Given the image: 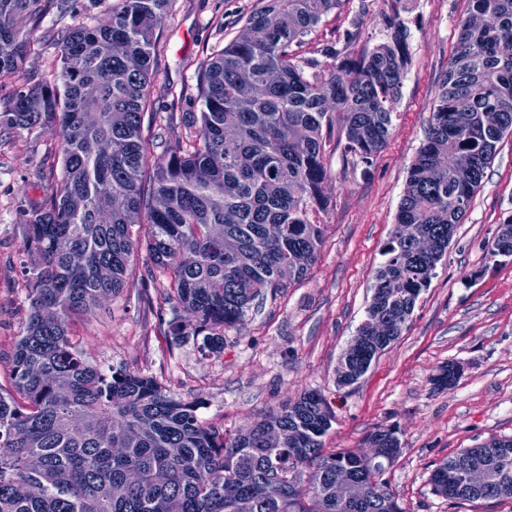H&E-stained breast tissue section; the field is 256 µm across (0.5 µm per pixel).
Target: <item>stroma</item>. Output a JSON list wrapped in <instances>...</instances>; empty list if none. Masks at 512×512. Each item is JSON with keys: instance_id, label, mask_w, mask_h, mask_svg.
<instances>
[{"instance_id": "35a3bbf8", "label": "stroma", "mask_w": 512, "mask_h": 512, "mask_svg": "<svg viewBox=\"0 0 512 512\" xmlns=\"http://www.w3.org/2000/svg\"><path fill=\"white\" fill-rule=\"evenodd\" d=\"M255 0H174L154 56L149 96L156 120L182 128L197 94L200 64L241 31ZM105 0H68L26 28L35 43L21 79L0 82V103L22 81L49 77L61 36L73 24L103 14ZM399 12L408 31L411 64L393 109L386 146L372 165L341 151L324 159L319 214L324 240L305 280L256 299L244 322L224 333L219 352L199 340L166 334L171 317L163 285L135 264L125 287L76 318L82 357L103 370L155 377L179 398L199 400L202 420L236 433L247 421L279 410L306 390L320 392L336 420L329 450L358 447L377 426L399 431L403 453L385 478L404 512H512V503L436 496L432 470L463 449L512 437V257L489 258L487 246L512 218V135L505 136L436 274L420 295L409 327L352 387L338 389L336 365L367 314L375 270L396 222L408 166L423 146L448 71L468 0H342L310 34L303 57L326 70L327 48L355 58L386 38L384 14ZM356 31L344 42L345 31ZM55 123L0 129V382L27 317L22 267L24 215L51 194L61 173ZM461 374L453 388L433 379L448 364Z\"/></svg>"}]
</instances>
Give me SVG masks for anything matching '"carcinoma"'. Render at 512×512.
<instances>
[{
  "mask_svg": "<svg viewBox=\"0 0 512 512\" xmlns=\"http://www.w3.org/2000/svg\"><path fill=\"white\" fill-rule=\"evenodd\" d=\"M51 0H0V79L15 73L29 44L26 23ZM441 84L426 142L410 165L396 224L375 274L365 350L336 368L347 387L363 352L377 359L402 335L419 296L466 214L498 144L512 134V0H469ZM172 0H116L60 39L53 84H25L0 109V127L57 123L63 173L44 204L25 214L23 336L0 383V512H403L383 475L402 454L397 433L365 437L374 467L355 449L327 451L335 415L315 391L249 422L235 436L197 414L154 377L106 373L86 362L70 326L124 288L143 256L165 283L167 335L203 337L224 348V330L253 301L306 278L323 243L316 215L328 198L330 142L366 166L385 147L410 63L398 16L387 40L357 59H333L328 73L301 57L305 37L341 0H256L242 33L198 71L196 111L157 156L144 134L147 86ZM490 13L492 29L469 18ZM487 112L501 116L487 127ZM144 231L133 236L135 224ZM434 239L421 254L414 236ZM512 256V219L488 247ZM279 434L278 448L264 436ZM486 464L489 481L470 487L466 464ZM359 483L352 503L330 493V470ZM434 494L450 501H512V438L466 448L432 471Z\"/></svg>",
  "mask_w": 512,
  "mask_h": 512,
  "instance_id": "obj_1",
  "label": "carcinoma"
}]
</instances>
